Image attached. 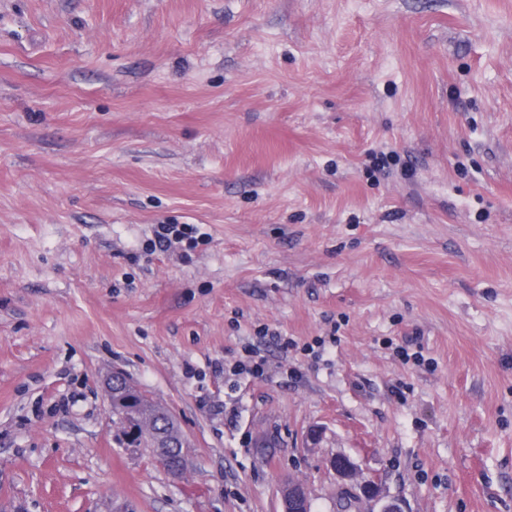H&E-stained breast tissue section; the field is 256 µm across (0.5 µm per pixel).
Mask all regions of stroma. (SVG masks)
I'll use <instances>...</instances> for the list:
<instances>
[{
    "instance_id": "stroma-1",
    "label": "stroma",
    "mask_w": 512,
    "mask_h": 512,
    "mask_svg": "<svg viewBox=\"0 0 512 512\" xmlns=\"http://www.w3.org/2000/svg\"><path fill=\"white\" fill-rule=\"evenodd\" d=\"M339 454L512 512V0H0V512H336ZM193 225L184 224H161L155 233V241L153 243V251L159 249L160 251H164L167 249L172 240H186L191 244L193 242L194 236ZM124 386L128 392L137 394L140 399L144 397V394L133 387L121 372L111 371L106 374V376H104L102 381L103 392L107 399L111 413L115 404L126 405L131 403V399L129 398H120V396L124 393ZM156 407L157 409H160L162 412H159V410H155V413L152 416L153 429L157 432L168 434L173 433V425H176L174 420L158 403L156 404ZM139 425V433L137 431L135 432V435H139L137 442H148L152 444V448H154L155 450V459L157 464L170 476L175 478L182 477L186 470V448H188L186 443H184L182 436L173 433V435L179 441L175 448H181V452L177 457H172L167 452V448L172 447L166 446V443L163 442L162 439L156 435V433L152 430L151 426H146L141 414L139 415ZM175 448L172 449L174 450ZM282 512H312L311 500L306 482L291 478L282 490Z\"/></svg>"
}]
</instances>
